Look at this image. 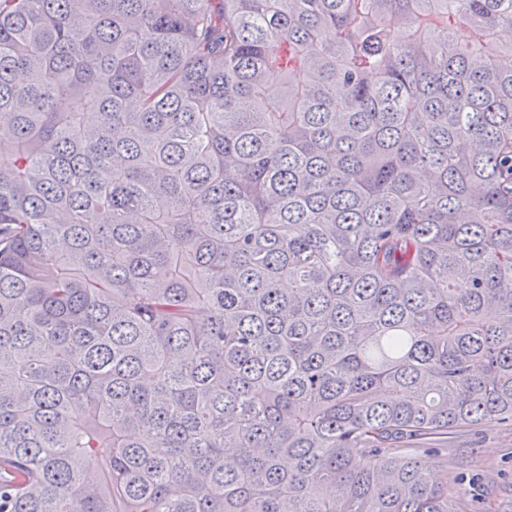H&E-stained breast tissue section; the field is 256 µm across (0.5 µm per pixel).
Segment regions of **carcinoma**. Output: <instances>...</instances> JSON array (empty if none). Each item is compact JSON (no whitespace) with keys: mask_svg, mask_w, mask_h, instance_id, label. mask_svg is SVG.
<instances>
[{"mask_svg":"<svg viewBox=\"0 0 512 512\" xmlns=\"http://www.w3.org/2000/svg\"><path fill=\"white\" fill-rule=\"evenodd\" d=\"M505 29L0 0V512H462L392 450L512 427Z\"/></svg>","mask_w":512,"mask_h":512,"instance_id":"cac0c4a2","label":"carcinoma"}]
</instances>
